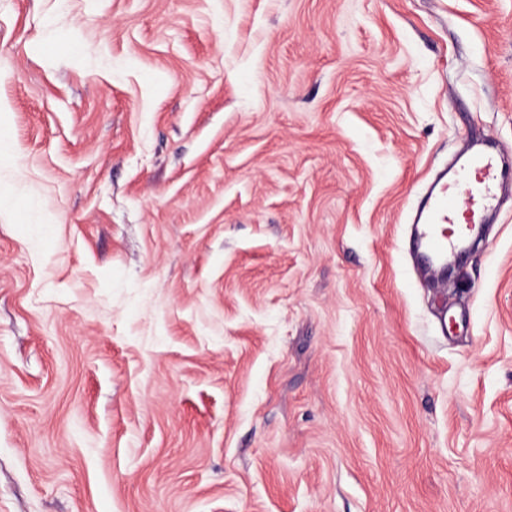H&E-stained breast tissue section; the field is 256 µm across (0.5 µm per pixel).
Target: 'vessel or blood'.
Listing matches in <instances>:
<instances>
[{
  "instance_id": "b4317fda",
  "label": "vessel or blood",
  "mask_w": 512,
  "mask_h": 512,
  "mask_svg": "<svg viewBox=\"0 0 512 512\" xmlns=\"http://www.w3.org/2000/svg\"><path fill=\"white\" fill-rule=\"evenodd\" d=\"M506 188H512V160L492 138L468 142L452 172L440 174L427 186L411 214L427 272L446 277L449 258L462 254L490 216L499 212Z\"/></svg>"
}]
</instances>
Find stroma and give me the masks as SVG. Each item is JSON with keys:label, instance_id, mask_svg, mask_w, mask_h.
Segmentation results:
<instances>
[{"label": "stroma", "instance_id": "obj_1", "mask_svg": "<svg viewBox=\"0 0 512 512\" xmlns=\"http://www.w3.org/2000/svg\"><path fill=\"white\" fill-rule=\"evenodd\" d=\"M1 127L0 512H512V0H0ZM465 186L464 198L458 189ZM512 188V161L490 137L466 144L450 175L432 181L413 209L416 247L433 277L447 276L448 258L462 254L493 214L500 210L503 189Z\"/></svg>", "mask_w": 512, "mask_h": 512}]
</instances>
